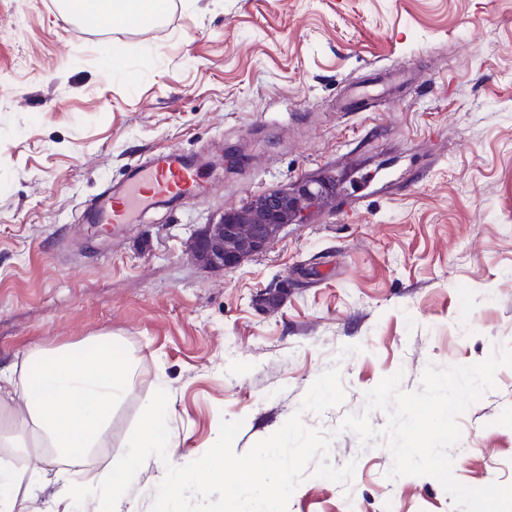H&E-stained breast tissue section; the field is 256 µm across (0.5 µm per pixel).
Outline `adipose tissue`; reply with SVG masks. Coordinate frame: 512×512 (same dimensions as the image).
Returning a JSON list of instances; mask_svg holds the SVG:
<instances>
[{
	"instance_id": "obj_1",
	"label": "adipose tissue",
	"mask_w": 512,
	"mask_h": 512,
	"mask_svg": "<svg viewBox=\"0 0 512 512\" xmlns=\"http://www.w3.org/2000/svg\"><path fill=\"white\" fill-rule=\"evenodd\" d=\"M167 0H67L63 14L77 10L87 15L109 13L124 17L137 10L158 15ZM135 364L118 357L108 335L90 337L73 345L37 347L19 369L0 370V405L20 398L21 420L0 415V446L28 448L43 462L52 457L82 458L88 450L103 447L112 428V414L130 390ZM59 502L100 497L111 503L118 492L112 471L78 475L53 474Z\"/></svg>"
}]
</instances>
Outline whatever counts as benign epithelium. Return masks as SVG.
I'll return each instance as SVG.
<instances>
[{"mask_svg": "<svg viewBox=\"0 0 512 512\" xmlns=\"http://www.w3.org/2000/svg\"><path fill=\"white\" fill-rule=\"evenodd\" d=\"M328 188L324 181L316 189L301 182L262 195L263 206L254 215L226 211L217 222L204 225L193 235L188 255L204 268L232 271L263 252L287 225L305 223V212L324 202Z\"/></svg>", "mask_w": 512, "mask_h": 512, "instance_id": "7a95c632", "label": "benign epithelium"}]
</instances>
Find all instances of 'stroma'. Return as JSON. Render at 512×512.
<instances>
[{
  "mask_svg": "<svg viewBox=\"0 0 512 512\" xmlns=\"http://www.w3.org/2000/svg\"><path fill=\"white\" fill-rule=\"evenodd\" d=\"M223 157L211 192L101 229L84 211L151 153ZM331 177L328 203L231 272L186 242L251 197ZM287 281L284 305L262 304ZM109 334L132 355L106 448L120 457L156 389L179 447L149 458L116 512H149L241 421L248 452L338 367L336 431L288 512H456L430 476L389 480L384 438L337 427L365 394L427 364L512 347V0H170L153 27L89 30L56 0H0V369L32 348ZM453 475L512 484V367L459 418Z\"/></svg>",
  "mask_w": 512,
  "mask_h": 512,
  "instance_id": "stroma-1",
  "label": "stroma"
}]
</instances>
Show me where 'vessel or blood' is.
I'll use <instances>...</instances> for the list:
<instances>
[{
    "label": "vessel or blood",
    "mask_w": 512,
    "mask_h": 512,
    "mask_svg": "<svg viewBox=\"0 0 512 512\" xmlns=\"http://www.w3.org/2000/svg\"><path fill=\"white\" fill-rule=\"evenodd\" d=\"M209 189L197 158L178 149L160 151L132 167L125 181L109 191L105 206L90 208L88 220L93 224H128L135 211L152 200L187 203Z\"/></svg>",
    "instance_id": "b4317fda"
}]
</instances>
